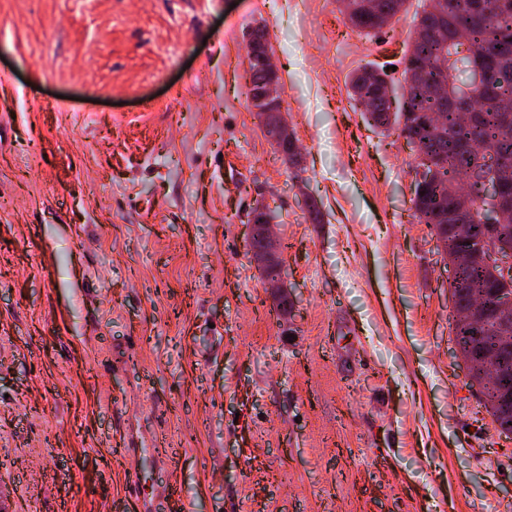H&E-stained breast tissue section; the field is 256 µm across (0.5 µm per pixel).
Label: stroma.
I'll use <instances>...</instances> for the list:
<instances>
[{"label": "stroma", "instance_id": "35a3bbf8", "mask_svg": "<svg viewBox=\"0 0 512 512\" xmlns=\"http://www.w3.org/2000/svg\"><path fill=\"white\" fill-rule=\"evenodd\" d=\"M336 0H0V481L114 512L176 449L190 512H512V438L454 353L414 159L348 76L398 69ZM269 30L288 166L248 99ZM324 221L311 223L305 196ZM265 202L294 304L247 250ZM385 74L372 64H367L357 70L349 80V88L352 97L359 102L358 95L367 82H377L384 78Z\"/></svg>", "mask_w": 512, "mask_h": 512}]
</instances>
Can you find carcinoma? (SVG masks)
<instances>
[{
  "mask_svg": "<svg viewBox=\"0 0 512 512\" xmlns=\"http://www.w3.org/2000/svg\"><path fill=\"white\" fill-rule=\"evenodd\" d=\"M486 2L489 16L479 19L470 15L468 0H424L422 11L414 19L413 55L428 64L440 59L446 61L448 70L455 73V82L448 95L440 100L424 89L435 78L432 70L402 87L403 104L408 109L423 116L441 114L439 133L432 131L427 121L405 125L399 131L405 139L417 141L424 155L437 158L438 169L424 182L423 194L412 201L413 217L417 223L432 227L450 252L455 248L451 231L439 224L443 210L456 208V177L465 170L473 184L480 183L484 168L478 149L484 145L496 152L504 167L512 169V0ZM344 19L361 31H379L370 11H355ZM457 32L468 36L475 48L474 55H459V45L452 40ZM477 69L486 75V83L480 89L470 87V75ZM383 78L384 73L373 65L363 66L349 80L352 97L358 98L367 82ZM477 217L478 214L465 209L454 219V223L467 228L476 243L486 232ZM496 230L504 243L512 244V203L505 205ZM466 275L470 288L458 302L466 306L475 298L487 305L482 345L506 365L497 377L487 381L485 389L489 398L497 397L499 405L508 407L512 405V350L497 345L492 303L499 296L512 295V283L500 281L476 258L472 259Z\"/></svg>",
  "mask_w": 512,
  "mask_h": 512,
  "instance_id": "obj_1",
  "label": "carcinoma"
}]
</instances>
